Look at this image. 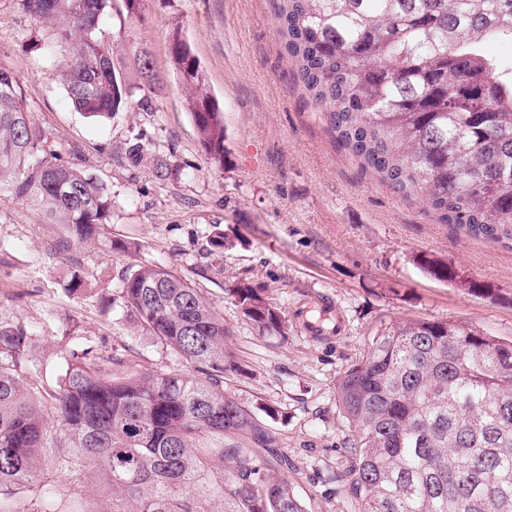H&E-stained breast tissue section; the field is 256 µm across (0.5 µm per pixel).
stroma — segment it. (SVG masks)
Here are the masks:
<instances>
[{
    "instance_id": "35a3bbf8",
    "label": "stroma",
    "mask_w": 512,
    "mask_h": 512,
    "mask_svg": "<svg viewBox=\"0 0 512 512\" xmlns=\"http://www.w3.org/2000/svg\"><path fill=\"white\" fill-rule=\"evenodd\" d=\"M145 16L137 22L123 0H111L100 27L119 39L120 72L134 75V50L144 48L163 83L149 110L94 119L74 109L58 78L66 52L51 25L32 21L19 0H0V68L13 72L62 161L112 192L101 238L75 263L51 251L57 225L0 195V320L31 329V358L51 382L70 350L89 346L134 354L141 372L176 370L170 351L127 316L121 288L136 265L169 267L223 315L240 366L224 388L265 418L282 454L272 470L308 512H358L346 490L350 428L338 377L391 318L460 321L512 341V249L439 223L335 145L275 36L269 0H145ZM176 33L223 112V167L207 159L186 108L169 55ZM160 155L178 168L166 181L153 175ZM217 228L220 250L210 244ZM115 240L128 250H113ZM422 255L448 263L475 290L435 278L419 265ZM76 266L85 288L70 293ZM241 280L282 311L285 333L259 332L243 316L231 294ZM322 294L344 319L341 336L318 339L301 327L299 311Z\"/></svg>"
}]
</instances>
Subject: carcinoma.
Returning a JSON list of instances; mask_svg holds the SVG:
<instances>
[{"label":"carcinoma","instance_id":"cac0c4a2","mask_svg":"<svg viewBox=\"0 0 512 512\" xmlns=\"http://www.w3.org/2000/svg\"><path fill=\"white\" fill-rule=\"evenodd\" d=\"M59 22V76L77 111L103 118L149 107L159 82L137 50L132 101L99 22L109 0H21ZM297 81L337 145L395 194L471 238L512 243V67L486 54L512 41V0H272ZM170 57L208 159L224 167V119L200 61L173 34ZM65 227L55 254L101 234L108 185L57 160L0 69V194ZM420 266L456 282L430 258ZM127 313L194 374H141L130 358L73 350L50 389L30 358L34 335L0 322V512H102L85 490L98 471L107 512H307L263 421L224 392L236 369L222 316L170 268L123 277ZM233 296L258 329L279 308L241 282ZM351 432L349 491L360 512H512V341L448 320L391 319L336 381ZM231 466L224 468V461ZM65 474L67 488L57 484Z\"/></svg>","mask_w":512,"mask_h":512}]
</instances>
